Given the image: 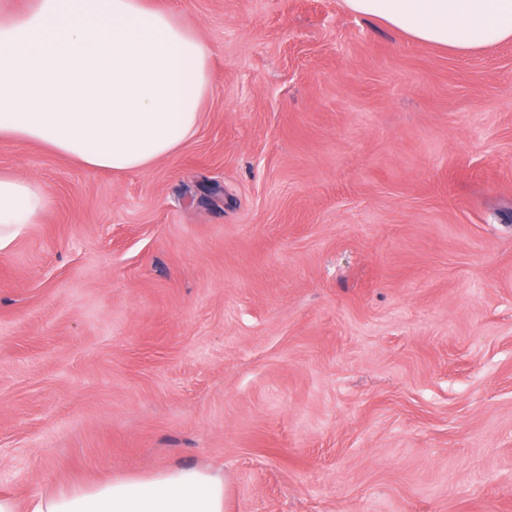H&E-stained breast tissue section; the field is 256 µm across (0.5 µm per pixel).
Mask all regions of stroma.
Here are the masks:
<instances>
[{
    "mask_svg": "<svg viewBox=\"0 0 512 512\" xmlns=\"http://www.w3.org/2000/svg\"><path fill=\"white\" fill-rule=\"evenodd\" d=\"M213 52L196 136L0 254V492L215 467L228 512H512V42L343 0H160Z\"/></svg>",
    "mask_w": 512,
    "mask_h": 512,
    "instance_id": "1",
    "label": "stroma"
}]
</instances>
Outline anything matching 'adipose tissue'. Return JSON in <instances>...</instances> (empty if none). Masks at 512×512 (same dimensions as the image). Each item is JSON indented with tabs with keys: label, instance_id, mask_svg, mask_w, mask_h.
I'll return each instance as SVG.
<instances>
[{
	"label": "adipose tissue",
	"instance_id": "adipose-tissue-1",
	"mask_svg": "<svg viewBox=\"0 0 512 512\" xmlns=\"http://www.w3.org/2000/svg\"><path fill=\"white\" fill-rule=\"evenodd\" d=\"M412 40L466 56L512 41V0H344ZM212 50L154 0H28L0 9V137L84 167L150 168L191 140L211 92ZM50 203L36 181L0 173V252ZM220 471L170 467L36 494L0 512H225Z\"/></svg>",
	"mask_w": 512,
	"mask_h": 512
}]
</instances>
